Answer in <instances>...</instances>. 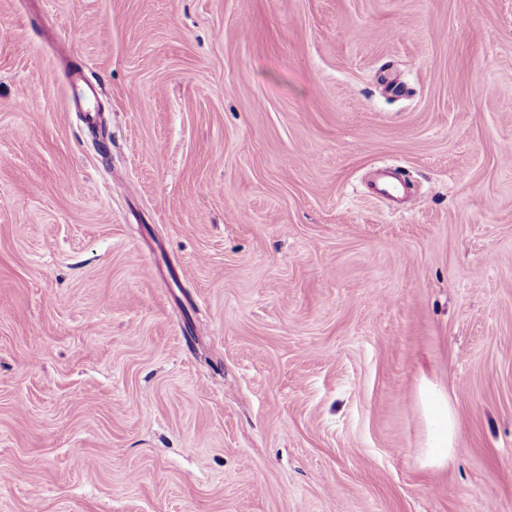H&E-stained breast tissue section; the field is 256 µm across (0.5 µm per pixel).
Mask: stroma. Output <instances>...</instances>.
Returning a JSON list of instances; mask_svg holds the SVG:
<instances>
[{
    "mask_svg": "<svg viewBox=\"0 0 512 512\" xmlns=\"http://www.w3.org/2000/svg\"><path fill=\"white\" fill-rule=\"evenodd\" d=\"M511 153L512 0H0V512H512ZM70 86L72 89V103L76 106H80L85 112H96L85 108L86 103L96 96L95 86L86 78L84 73H79L77 76L70 80ZM426 411L432 430L428 455L433 462L440 463L448 459L453 447L455 417L448 402L433 394L426 399Z\"/></svg>",
    "mask_w": 512,
    "mask_h": 512,
    "instance_id": "stroma-1",
    "label": "stroma"
}]
</instances>
